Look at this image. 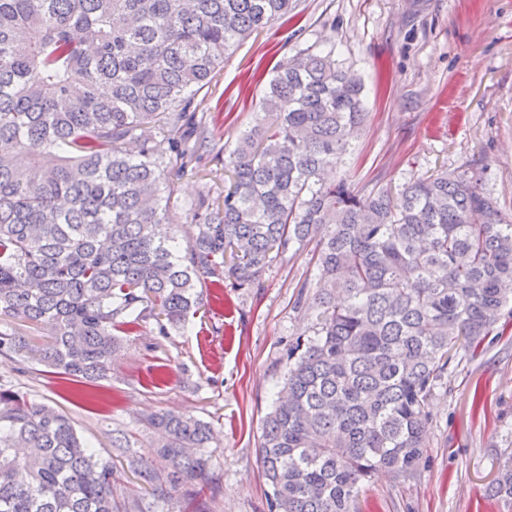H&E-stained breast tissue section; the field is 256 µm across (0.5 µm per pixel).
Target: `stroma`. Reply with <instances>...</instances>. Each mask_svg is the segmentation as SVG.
<instances>
[{
	"mask_svg": "<svg viewBox=\"0 0 512 512\" xmlns=\"http://www.w3.org/2000/svg\"><path fill=\"white\" fill-rule=\"evenodd\" d=\"M299 16L252 35L195 100L216 145L177 202L224 190V147L249 124L273 69L326 44L365 82L369 116L346 159L355 189H398L437 170H486L484 188L512 214V0H298ZM316 269L307 251L275 261L259 287L201 284L197 314L159 335L122 337L111 375L80 399L77 383L0 355V384L54 406L111 458L112 436L151 452L143 416L176 412L212 423L202 454L217 482L212 512H275L257 448L288 346L310 334ZM430 446L417 480L364 483L360 512H512L487 488L512 451V323L475 358L452 363L432 397Z\"/></svg>",
	"mask_w": 512,
	"mask_h": 512,
	"instance_id": "obj_1",
	"label": "stroma"
}]
</instances>
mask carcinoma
<instances>
[{
  "instance_id": "1",
  "label": "carcinoma",
  "mask_w": 512,
  "mask_h": 512,
  "mask_svg": "<svg viewBox=\"0 0 512 512\" xmlns=\"http://www.w3.org/2000/svg\"><path fill=\"white\" fill-rule=\"evenodd\" d=\"M296 0H0V355L77 381L109 377L119 334L185 324L196 282L260 285L314 244L313 337L258 447L278 512H356L360 484L416 479L429 399L456 356L512 321V215L484 169L356 192L341 166L364 125L363 84L335 49L279 67L224 149L229 186L172 207L211 131L192 109L224 59ZM197 224L183 244L161 227ZM155 458L112 442L155 502L205 478L209 423L144 418ZM112 462L53 407L0 386V512H151L114 495ZM489 494L512 506V454Z\"/></svg>"
}]
</instances>
